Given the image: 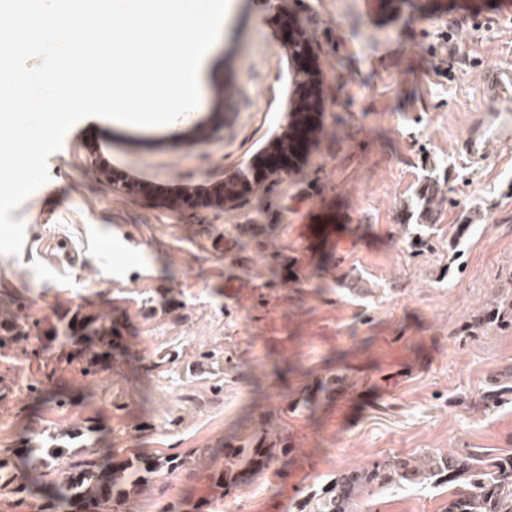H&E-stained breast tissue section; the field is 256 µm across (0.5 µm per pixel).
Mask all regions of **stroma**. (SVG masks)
<instances>
[{
    "mask_svg": "<svg viewBox=\"0 0 512 512\" xmlns=\"http://www.w3.org/2000/svg\"><path fill=\"white\" fill-rule=\"evenodd\" d=\"M232 0L199 70L192 125L89 117L11 217L0 314L30 337L0 349V467L25 449L184 455L238 445L268 419L287 464L232 489V512H298L340 471L392 454H512V326L481 327L512 273V144L459 150L483 69L512 63L501 0ZM292 8L324 77L306 156L223 207L180 196L265 154L290 120ZM106 159L112 175L93 168ZM449 198L415 253L401 212L428 178ZM470 223L457 249V224ZM66 251H53L55 242ZM112 315L107 368L61 364L51 333ZM335 392L309 411L322 378ZM447 484L374 489L359 512H439ZM210 490L195 469L150 483L132 512Z\"/></svg>",
    "mask_w": 512,
    "mask_h": 512,
    "instance_id": "35a3bbf8",
    "label": "stroma"
}]
</instances>
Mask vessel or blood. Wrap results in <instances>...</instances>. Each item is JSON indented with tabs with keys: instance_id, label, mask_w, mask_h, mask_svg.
I'll use <instances>...</instances> for the list:
<instances>
[{
	"instance_id": "obj_1",
	"label": "vessel or blood",
	"mask_w": 512,
	"mask_h": 512,
	"mask_svg": "<svg viewBox=\"0 0 512 512\" xmlns=\"http://www.w3.org/2000/svg\"><path fill=\"white\" fill-rule=\"evenodd\" d=\"M482 97L487 110L474 122L463 139L461 149L472 160L486 156L491 142L512 141V112L503 109V101L512 98V65L487 68L482 74Z\"/></svg>"
}]
</instances>
